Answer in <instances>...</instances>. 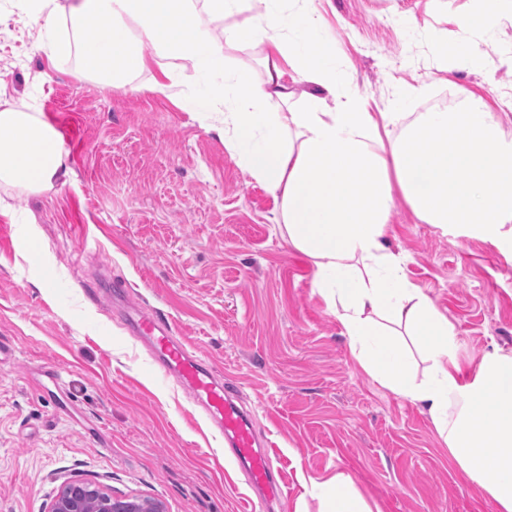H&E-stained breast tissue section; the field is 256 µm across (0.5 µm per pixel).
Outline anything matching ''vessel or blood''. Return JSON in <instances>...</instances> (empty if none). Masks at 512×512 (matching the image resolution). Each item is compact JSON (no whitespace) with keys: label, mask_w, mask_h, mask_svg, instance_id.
Segmentation results:
<instances>
[{"label":"vessel or blood","mask_w":512,"mask_h":512,"mask_svg":"<svg viewBox=\"0 0 512 512\" xmlns=\"http://www.w3.org/2000/svg\"><path fill=\"white\" fill-rule=\"evenodd\" d=\"M128 325L147 341L159 366L175 376L191 399L201 404L208 419L227 442L234 461L246 471L248 482L262 505H270L281 493L267 441L258 438L248 409L235 399L233 389L218 380L158 316L136 311Z\"/></svg>","instance_id":"b4317fda"}]
</instances>
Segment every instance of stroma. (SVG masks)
I'll list each match as a JSON object with an SVG mask.
<instances>
[{"label": "stroma", "mask_w": 512, "mask_h": 512, "mask_svg": "<svg viewBox=\"0 0 512 512\" xmlns=\"http://www.w3.org/2000/svg\"><path fill=\"white\" fill-rule=\"evenodd\" d=\"M69 2L48 35L25 0H0V103L42 113L70 168L39 194L0 186V512H48L75 477L166 512L257 508L203 409L129 331L133 305L165 318L252 410L279 472L272 512H320L301 478L339 471L382 512H492L462 487L427 415L353 359L308 259L281 235L273 196L176 91H117L86 74ZM415 3L391 15L382 0H319L350 89L384 112L398 81H425L423 112L460 84L512 132V72L497 65L512 54V25L442 36L405 25ZM461 38L492 66L443 84ZM390 241L455 324L463 369L493 348L512 353V266L493 246L419 223L401 203Z\"/></svg>", "instance_id": "obj_1"}]
</instances>
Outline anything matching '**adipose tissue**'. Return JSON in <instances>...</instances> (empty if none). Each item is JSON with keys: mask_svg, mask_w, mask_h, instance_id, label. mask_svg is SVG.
<instances>
[{"mask_svg": "<svg viewBox=\"0 0 512 512\" xmlns=\"http://www.w3.org/2000/svg\"><path fill=\"white\" fill-rule=\"evenodd\" d=\"M314 0H71L96 30L84 70L102 86L179 89L180 104L216 132L240 166L278 203L281 231L314 269L315 291L367 375L418 405L443 437L466 485L494 512H512V354L486 352L470 371L457 362L458 331L406 276L389 246L397 202L442 232L489 243L512 263V134L487 99L458 87L456 108L413 112L425 83L397 84L388 111H373L336 67V49ZM222 19L213 31L205 16ZM130 18L141 29L131 40ZM149 44L153 57L141 52ZM259 50V75L230 59ZM223 120H215L216 105ZM69 174L61 138L40 113L0 109V183L41 192ZM413 342L426 364L416 376ZM321 512H380L351 475L305 477Z\"/></svg>", "mask_w": 512, "mask_h": 512, "instance_id": "1", "label": "adipose tissue"}]
</instances>
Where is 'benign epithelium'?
<instances>
[{
    "label": "benign epithelium",
    "instance_id": "1",
    "mask_svg": "<svg viewBox=\"0 0 512 512\" xmlns=\"http://www.w3.org/2000/svg\"><path fill=\"white\" fill-rule=\"evenodd\" d=\"M50 512H165L158 500L117 499L99 484L83 479L64 481L53 497Z\"/></svg>",
    "mask_w": 512,
    "mask_h": 512
}]
</instances>
